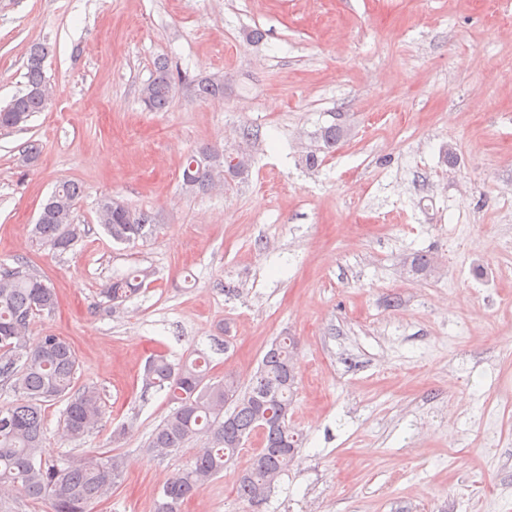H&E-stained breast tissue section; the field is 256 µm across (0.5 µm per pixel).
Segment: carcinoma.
<instances>
[{
	"label": "carcinoma",
	"instance_id": "carcinoma-1",
	"mask_svg": "<svg viewBox=\"0 0 512 512\" xmlns=\"http://www.w3.org/2000/svg\"><path fill=\"white\" fill-rule=\"evenodd\" d=\"M50 53L45 43L31 45L26 64V90L0 109V130L20 128L44 111L51 91L44 73ZM166 58L155 63L152 79L140 89V99L150 112L169 109L182 81ZM193 96L208 100L224 96V81L211 77L190 82ZM348 136V128L336 120L319 130L327 150ZM240 158L230 167L231 157ZM249 172L244 152L202 149L186 157L183 185L193 192H207L224 185L227 178L242 179ZM84 193L81 184H59L43 204V220L34 225L41 245L65 254L82 239L83 230L73 223V210ZM97 218L112 240L135 243L153 232L150 217L131 209L124 201L104 197ZM151 272L135 269L101 290L113 311L130 300ZM57 297L40 277L17 268L0 270V385L10 389L13 400L0 407V509L16 494L33 502L49 501L52 512H91L92 505L112 495L125 469L119 454L83 452L61 463L42 456L45 436L44 406L62 402V423L67 436L80 440L103 426L105 410L98 390L76 387L78 358L65 338L45 332L31 338L36 316L52 313ZM209 359L203 355L174 364L163 355L145 367L144 387L167 392L173 404L168 416L154 429L149 446L167 456L193 440L200 448L190 465L168 478L155 512H180V505L203 491L224 472L260 425L262 450L238 476L237 493L251 507L261 506L277 478L294 461L300 434L289 414L298 384L296 341L276 339L260 360L246 386L230 374L207 380Z\"/></svg>",
	"mask_w": 512,
	"mask_h": 512
}]
</instances>
